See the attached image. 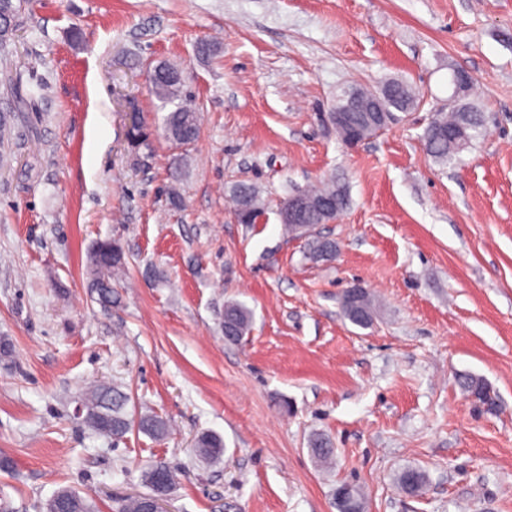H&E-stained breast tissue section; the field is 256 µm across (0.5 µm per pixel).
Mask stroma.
<instances>
[{"label":"stroma","instance_id":"obj_1","mask_svg":"<svg viewBox=\"0 0 512 512\" xmlns=\"http://www.w3.org/2000/svg\"><path fill=\"white\" fill-rule=\"evenodd\" d=\"M16 25L0 48V499L43 512L70 487L113 512L163 462L169 512H337L343 484L363 512H512V0H26ZM160 61L199 114L179 209L147 77ZM455 69L486 133L441 165L422 134ZM389 79L417 106L347 146L328 120L337 95ZM327 179L349 205L317 228L337 245L322 264L283 236L278 203ZM239 183L266 199L261 223H238ZM100 239L129 257L108 311L86 288ZM355 283L379 305L366 327L340 309ZM228 300L253 312L236 343ZM463 374L491 385L496 412ZM99 380L168 437L92 431L75 407ZM201 431L223 439L218 460L196 456ZM409 467L420 495L399 487ZM462 390L474 401L495 412L497 409V397L487 381L475 375H465L460 378Z\"/></svg>","mask_w":512,"mask_h":512}]
</instances>
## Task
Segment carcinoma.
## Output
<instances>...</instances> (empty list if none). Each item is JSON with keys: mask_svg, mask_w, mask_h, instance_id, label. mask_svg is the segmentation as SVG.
<instances>
[{"mask_svg": "<svg viewBox=\"0 0 512 512\" xmlns=\"http://www.w3.org/2000/svg\"><path fill=\"white\" fill-rule=\"evenodd\" d=\"M22 0H0V44L8 42L14 27L8 18L16 17L21 10ZM181 71L167 63L155 66L149 72L152 91L161 103L162 128L166 139L175 147L187 149L198 136L199 116L182 97L183 81ZM386 109L407 111L417 103L412 88L399 81H392L385 87ZM469 92L460 99V108L448 112L435 113L422 135L430 156L440 164H446L461 151L469 148L472 141L482 134L483 116L475 107L465 102ZM301 194L307 201L300 223L284 225L285 232L292 237H304L309 241L308 258L314 262H331L336 259V243L317 235L316 227L328 224L344 211L348 205L346 189L332 182L321 187L304 189ZM234 212L242 224H255L264 215L266 204L260 191L253 185L237 184L231 190ZM127 260L122 247L115 241L97 242L90 253L86 270L89 294L102 309L109 310L117 303L119 295L115 287V277L125 270ZM343 316L352 324L366 327L371 323L374 301L365 292L358 297L342 293ZM253 312L245 304L232 300L224 304V317L221 329L224 338L238 341L247 335L252 327ZM462 390L474 401L494 412L497 397L487 381L475 375L460 378ZM128 395L120 386L99 382L89 386L80 398L83 407L84 423L100 435L123 437L136 426L143 433L162 439L168 435L169 424L156 414H142L139 418L130 417L127 410ZM194 449L203 459H216L224 452L223 440L211 433L203 432L195 438ZM311 453L319 462H328L334 453L329 437L321 435L311 442ZM170 467L158 463L143 473V480L151 493L160 490L172 492L176 483L161 487L154 481L158 472H168ZM399 483L409 495L422 492L426 475L415 468L401 472ZM147 495L122 498L117 501L116 512H144ZM46 512H95L92 498L88 494L65 487L60 489L45 504Z\"/></svg>", "mask_w": 512, "mask_h": 512, "instance_id": "cac0c4a2", "label": "carcinoma"}]
</instances>
